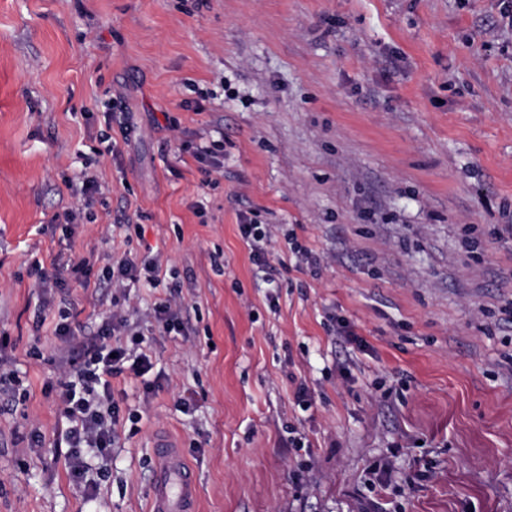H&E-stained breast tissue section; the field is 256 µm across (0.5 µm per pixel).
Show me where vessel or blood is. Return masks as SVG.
I'll return each instance as SVG.
<instances>
[{
  "instance_id": "1",
  "label": "vessel or blood",
  "mask_w": 512,
  "mask_h": 512,
  "mask_svg": "<svg viewBox=\"0 0 512 512\" xmlns=\"http://www.w3.org/2000/svg\"><path fill=\"white\" fill-rule=\"evenodd\" d=\"M154 454L149 512H197L194 472L179 446L161 436L154 442Z\"/></svg>"
}]
</instances>
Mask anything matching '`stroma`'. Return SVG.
I'll use <instances>...</instances> for the list:
<instances>
[{
    "mask_svg": "<svg viewBox=\"0 0 512 512\" xmlns=\"http://www.w3.org/2000/svg\"><path fill=\"white\" fill-rule=\"evenodd\" d=\"M115 247L160 251L162 287L94 266L69 322L90 341L120 303L158 383L113 379L126 419L80 481L36 272ZM171 296L181 336L154 326ZM0 336V512H148L160 434L199 512H512V0H0ZM96 194H99L96 176H86L82 182L77 204L66 213L65 225L62 228L64 236L70 238L80 224H85L90 219V209L94 205ZM263 224H251L247 221H242L239 224V230L243 238H245L251 245L254 247L255 251H257L258 255L267 256V260H269V255L271 252L266 251L262 247H260V243L268 240L270 237V232ZM272 256V255H271Z\"/></svg>",
    "mask_w": 512,
    "mask_h": 512,
    "instance_id": "1",
    "label": "stroma"
}]
</instances>
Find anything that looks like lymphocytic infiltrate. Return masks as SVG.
Instances as JSON below:
<instances>
[{"label":"lymphocytic infiltrate","mask_w":512,"mask_h":512,"mask_svg":"<svg viewBox=\"0 0 512 512\" xmlns=\"http://www.w3.org/2000/svg\"><path fill=\"white\" fill-rule=\"evenodd\" d=\"M105 271L118 289H125L139 281L160 287L161 262L152 258L138 264L131 252L105 254ZM133 335L135 343H143V333H132L128 316L123 310H113L97 331L95 342L81 345L77 355L69 361L65 380L56 388L61 413L68 426L64 440L70 450L69 464L74 475H82V449L106 452L115 443L120 422V407L114 398L112 380L124 373L142 377L153 363L150 356L132 354L122 338Z\"/></svg>","instance_id":"lymphocytic-infiltrate-1"}]
</instances>
